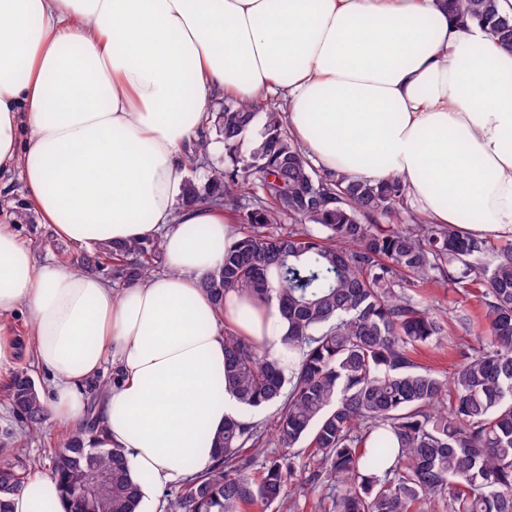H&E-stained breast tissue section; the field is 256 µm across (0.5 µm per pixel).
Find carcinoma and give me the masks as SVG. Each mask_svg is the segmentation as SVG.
Wrapping results in <instances>:
<instances>
[{"label":"carcinoma","mask_w":512,"mask_h":512,"mask_svg":"<svg viewBox=\"0 0 512 512\" xmlns=\"http://www.w3.org/2000/svg\"><path fill=\"white\" fill-rule=\"evenodd\" d=\"M459 22L512 46V14L498 0H445ZM214 126L229 164L204 188L184 182L181 203L238 214V239L203 288L276 297L286 325L277 354L224 332V380L241 412L270 404L277 452L252 472L264 430L229 419L214 437L217 465L167 499V512H512V243L499 249L454 224H429L405 205V184L357 181L315 167L284 129L281 111L224 100ZM288 221L283 225L282 221ZM495 252L496 259L486 258ZM160 240L104 244L78 266L112 261V282L149 277ZM477 286L485 336L460 351L447 376L418 365L420 344L468 333L466 309L438 313L415 299L419 284ZM13 412L30 433L47 420L29 368L10 380ZM10 428L0 430V512L29 478ZM310 448L309 463L295 449ZM95 472L112 480L91 483ZM51 475L67 512H136L120 448H86L71 432Z\"/></svg>","instance_id":"cac0c4a2"}]
</instances>
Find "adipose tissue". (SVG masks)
Here are the masks:
<instances>
[{"mask_svg":"<svg viewBox=\"0 0 512 512\" xmlns=\"http://www.w3.org/2000/svg\"><path fill=\"white\" fill-rule=\"evenodd\" d=\"M283 102L320 169L398 175L417 213L512 237V48L449 17L444 0H0V174L17 172L42 223L76 248L160 240L163 272L123 288L38 261L0 224V318L26 309L48 407L85 446L124 451L139 512L212 468L238 415L224 332L279 347L276 301L202 286L235 218L180 205L187 153L216 94ZM119 381L98 399L87 386ZM37 474L11 512H66Z\"/></svg>","mask_w":512,"mask_h":512,"instance_id":"adipose-tissue-1","label":"adipose tissue"}]
</instances>
